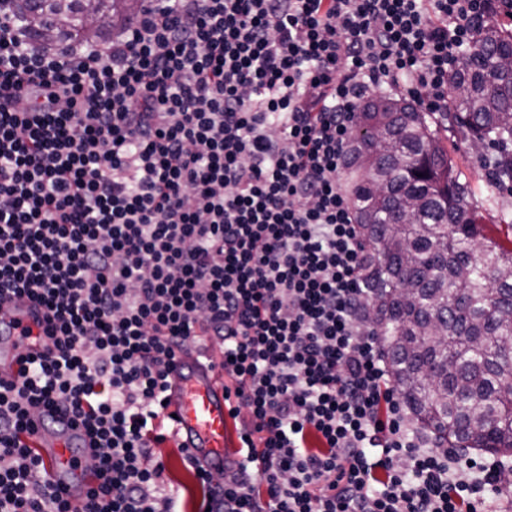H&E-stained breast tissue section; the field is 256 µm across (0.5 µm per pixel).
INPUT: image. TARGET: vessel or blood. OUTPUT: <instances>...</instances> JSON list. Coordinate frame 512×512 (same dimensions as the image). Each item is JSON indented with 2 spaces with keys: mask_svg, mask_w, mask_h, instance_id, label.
Wrapping results in <instances>:
<instances>
[{
  "mask_svg": "<svg viewBox=\"0 0 512 512\" xmlns=\"http://www.w3.org/2000/svg\"><path fill=\"white\" fill-rule=\"evenodd\" d=\"M44 322V308L24 297L15 299L10 315L0 318L1 381H17L22 356L38 353L48 344V337L34 333ZM176 365L173 383L165 395V411L175 417L174 442L204 470L223 473L231 463L227 447L233 436L222 361L211 352L207 337L200 335L178 354ZM24 440L37 449L47 480L72 506H80L95 477L91 470L75 464L73 446L88 445V437L67 423L46 417Z\"/></svg>",
  "mask_w": 512,
  "mask_h": 512,
  "instance_id": "b4317fda",
  "label": "vessel or blood"
}]
</instances>
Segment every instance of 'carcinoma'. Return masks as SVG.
<instances>
[{
  "mask_svg": "<svg viewBox=\"0 0 512 512\" xmlns=\"http://www.w3.org/2000/svg\"><path fill=\"white\" fill-rule=\"evenodd\" d=\"M125 0H97L92 39ZM27 29L45 40L83 36L79 0H10ZM512 22L475 29L450 75L448 111L421 112L387 94L368 97L346 152L341 188L365 247L362 281L370 324L384 351L390 384L414 424L439 447L512 456V246L485 233L484 213L505 215L495 194L478 200L444 141L448 132L493 154L500 189L512 191ZM419 205L405 224L393 209Z\"/></svg>",
  "mask_w": 512,
  "mask_h": 512,
  "instance_id": "obj_1",
  "label": "carcinoma"
}]
</instances>
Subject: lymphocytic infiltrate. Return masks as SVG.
<instances>
[{
    "label": "lymphocytic infiltrate",
    "instance_id": "1",
    "mask_svg": "<svg viewBox=\"0 0 512 512\" xmlns=\"http://www.w3.org/2000/svg\"><path fill=\"white\" fill-rule=\"evenodd\" d=\"M489 2L142 0L64 43L0 8V305L53 330L0 384V512H71L44 406L92 438L81 512H184L151 448L198 324L250 416L198 512H505L504 461L426 447L391 388L340 187L364 96L447 111Z\"/></svg>",
    "mask_w": 512,
    "mask_h": 512
}]
</instances>
